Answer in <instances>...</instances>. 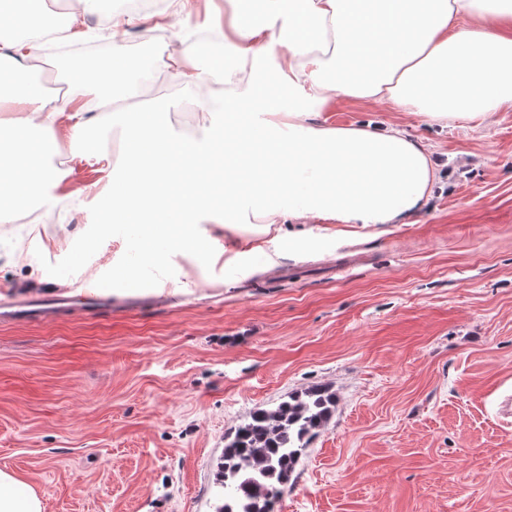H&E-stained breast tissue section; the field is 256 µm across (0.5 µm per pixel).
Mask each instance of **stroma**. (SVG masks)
<instances>
[{"label": "stroma", "mask_w": 512, "mask_h": 512, "mask_svg": "<svg viewBox=\"0 0 512 512\" xmlns=\"http://www.w3.org/2000/svg\"><path fill=\"white\" fill-rule=\"evenodd\" d=\"M229 0L161 49L133 18L120 35L162 93L119 104L182 132L169 54L194 29H223ZM398 125L443 177L411 224L348 232L298 222L324 245L284 240L272 265L227 269L170 255L149 264L133 231L102 233L114 159L75 156L58 128L53 165L80 194L58 224L0 223V286L80 297L122 267L143 287L108 311L0 323V469L43 512H213L225 434L255 407L326 385L328 424L310 439L277 512H512V106L491 122L428 128L381 103L329 121Z\"/></svg>", "instance_id": "1"}]
</instances>
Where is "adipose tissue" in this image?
Listing matches in <instances>:
<instances>
[{
    "mask_svg": "<svg viewBox=\"0 0 512 512\" xmlns=\"http://www.w3.org/2000/svg\"><path fill=\"white\" fill-rule=\"evenodd\" d=\"M224 21V69L230 86L219 109L225 128L248 108L260 136L218 131L169 134L154 113L139 112L112 171L105 226L132 227L146 259L188 252L205 264L238 268L275 263L265 238L309 217L333 224H407L429 206L440 180L432 152L395 126L321 120L338 101L381 102L430 127L483 120L512 104V0H233ZM136 63L113 41L106 68L93 58L76 67L65 106L32 89L0 85V223L23 210L61 205L55 168L59 118L70 123L73 152L91 154L90 107L135 97ZM276 74L287 102L254 93ZM224 142V183L211 182L213 145ZM224 208L212 213L214 192ZM223 225L226 245L212 247L195 216ZM0 512H43L28 484L0 470Z\"/></svg>",
    "mask_w": 512,
    "mask_h": 512,
    "instance_id": "obj_1",
    "label": "adipose tissue"
}]
</instances>
